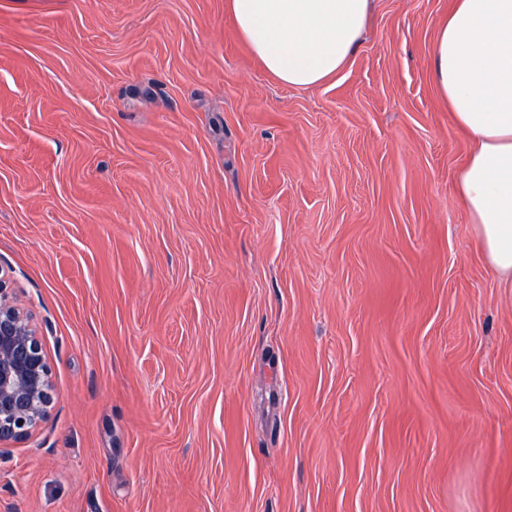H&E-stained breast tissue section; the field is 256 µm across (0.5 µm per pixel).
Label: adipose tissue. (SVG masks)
<instances>
[{
	"label": "adipose tissue",
	"mask_w": 512,
	"mask_h": 512,
	"mask_svg": "<svg viewBox=\"0 0 512 512\" xmlns=\"http://www.w3.org/2000/svg\"><path fill=\"white\" fill-rule=\"evenodd\" d=\"M373 0H227L240 36L284 85L338 75L364 38ZM433 74L471 141L457 192L482 256L512 289V0H454Z\"/></svg>",
	"instance_id": "adipose-tissue-1"
}]
</instances>
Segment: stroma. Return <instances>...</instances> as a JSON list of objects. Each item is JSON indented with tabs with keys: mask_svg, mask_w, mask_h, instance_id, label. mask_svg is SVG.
Listing matches in <instances>:
<instances>
[{
	"mask_svg": "<svg viewBox=\"0 0 512 512\" xmlns=\"http://www.w3.org/2000/svg\"><path fill=\"white\" fill-rule=\"evenodd\" d=\"M453 3L374 0L293 88L226 0H0V269L56 392L0 512H512Z\"/></svg>",
	"mask_w": 512,
	"mask_h": 512,
	"instance_id": "1",
	"label": "stroma"
}]
</instances>
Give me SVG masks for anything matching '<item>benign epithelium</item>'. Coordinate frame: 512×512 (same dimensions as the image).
Returning <instances> with one entry per match:
<instances>
[{"mask_svg": "<svg viewBox=\"0 0 512 512\" xmlns=\"http://www.w3.org/2000/svg\"><path fill=\"white\" fill-rule=\"evenodd\" d=\"M54 403L40 337L0 275V447L30 439Z\"/></svg>", "mask_w": 512, "mask_h": 512, "instance_id": "1", "label": "benign epithelium"}]
</instances>
